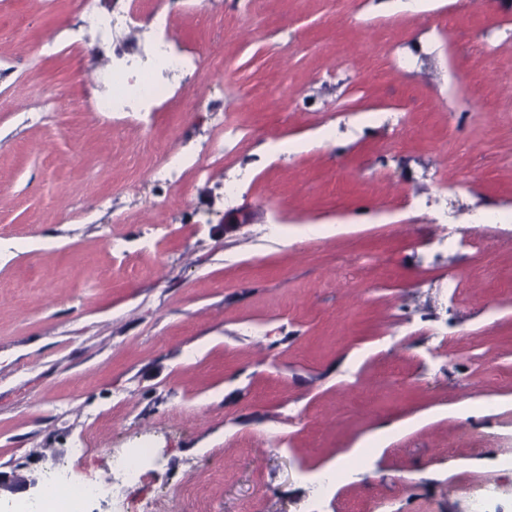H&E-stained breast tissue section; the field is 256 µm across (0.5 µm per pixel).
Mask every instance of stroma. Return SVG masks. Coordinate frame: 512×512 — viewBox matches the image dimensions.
<instances>
[{
  "label": "stroma",
  "instance_id": "stroma-1",
  "mask_svg": "<svg viewBox=\"0 0 512 512\" xmlns=\"http://www.w3.org/2000/svg\"><path fill=\"white\" fill-rule=\"evenodd\" d=\"M88 5L130 2L0 0V472L103 484L81 512L211 470L213 512H512V0H182L190 65L114 113ZM183 163V157L175 153L168 154L154 169L153 181L159 186L166 187L167 191H180L177 183H172L170 175L174 168L181 166ZM150 454L151 448H135L124 456L115 457L112 469L113 475L117 476V481L127 486L140 483L144 462Z\"/></svg>",
  "mask_w": 512,
  "mask_h": 512
}]
</instances>
